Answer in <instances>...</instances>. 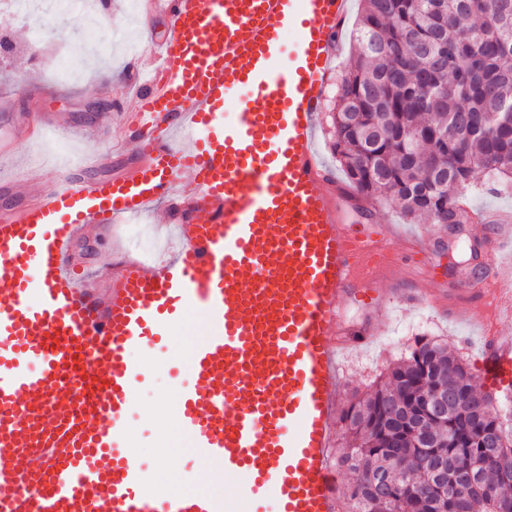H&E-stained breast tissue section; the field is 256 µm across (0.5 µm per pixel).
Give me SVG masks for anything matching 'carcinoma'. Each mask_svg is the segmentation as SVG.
Segmentation results:
<instances>
[{"label": "carcinoma", "instance_id": "obj_1", "mask_svg": "<svg viewBox=\"0 0 512 512\" xmlns=\"http://www.w3.org/2000/svg\"><path fill=\"white\" fill-rule=\"evenodd\" d=\"M333 150L365 197L409 221L462 224L477 172L512 183V0H360ZM451 386L448 412L406 420ZM348 512H512V434L448 346L421 337L338 417ZM436 485L426 499L412 490Z\"/></svg>", "mask_w": 512, "mask_h": 512}]
</instances>
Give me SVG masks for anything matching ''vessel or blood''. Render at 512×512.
I'll return each instance as SVG.
<instances>
[{
	"mask_svg": "<svg viewBox=\"0 0 512 512\" xmlns=\"http://www.w3.org/2000/svg\"><path fill=\"white\" fill-rule=\"evenodd\" d=\"M165 13L149 36L156 67L137 89L129 126L139 159L109 182L55 173L53 188L0 217V512H340L331 461L345 353L347 300L377 315L376 286L399 238L391 224H345L335 181L316 148L334 79L333 37L349 0H141ZM298 41L276 65L283 35ZM247 90L223 122L228 97ZM167 204L179 246L107 265L106 296L87 290L71 255L88 224H124ZM495 241L512 214L480 212ZM487 277L448 287V316L488 304L512 315L492 279L512 267L489 255ZM204 316L208 331L183 362L190 376L171 410L195 457L240 477L229 500L154 489L128 446L144 366L134 351ZM480 378L512 389V334L488 330Z\"/></svg>",
	"mask_w": 512,
	"mask_h": 512,
	"instance_id": "vessel-or-blood-1",
	"label": "vessel or blood"
}]
</instances>
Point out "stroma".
I'll use <instances>...</instances> for the list:
<instances>
[{"label": "stroma", "mask_w": 512, "mask_h": 512, "mask_svg": "<svg viewBox=\"0 0 512 512\" xmlns=\"http://www.w3.org/2000/svg\"><path fill=\"white\" fill-rule=\"evenodd\" d=\"M165 26L162 13L132 15L129 0H112L104 22L93 26L64 17L35 22L0 13V34L21 48L12 59L0 63V211L19 209L47 191L43 171L54 163L45 147L51 135L63 134L75 152L88 157V165L72 173L78 180L109 179L137 161L138 149L124 109L138 80L152 69L153 58L145 48L129 49L127 36L136 31L159 34ZM467 197L473 209L512 212V189L484 175H476ZM343 213L346 223L363 224L371 218L398 225L403 234L395 248L392 272L379 284L382 293L400 288L412 294L423 287L433 301L397 306L390 316L374 319L357 304L346 306L343 329L354 332L372 323L375 341L345 358L340 405H347L355 392L371 385L423 335L447 343L468 371L478 374L483 327L444 318L439 309L448 303V283L471 276L467 266L470 245L479 243L481 256H488L492 229L471 222L465 235L449 249L442 245L436 225L403 220L390 201L364 197L357 204L344 205ZM80 240L95 248L92 256L74 259L92 286L97 283L99 267L120 257L128 247L147 246L137 224H116L109 230L90 224ZM419 244L442 259L434 283H426L424 271L412 257ZM206 331L205 319L196 318L191 331L160 337L145 356L146 377L134 400L129 445L151 472L159 455L181 454L183 467L177 481L220 496L227 477L218 476L212 464L188 453L185 440L167 416L149 411L156 400L173 398L175 377L187 350Z\"/></svg>", "instance_id": "1"}]
</instances>
